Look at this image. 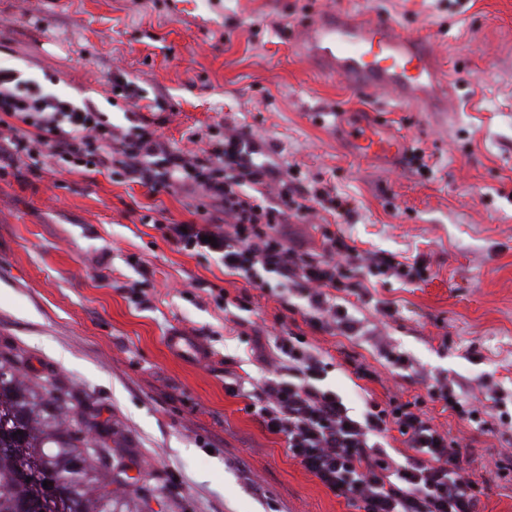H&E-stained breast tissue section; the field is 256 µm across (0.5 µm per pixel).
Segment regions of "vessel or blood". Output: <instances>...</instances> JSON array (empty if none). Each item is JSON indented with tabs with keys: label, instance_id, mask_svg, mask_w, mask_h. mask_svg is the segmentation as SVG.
<instances>
[{
	"label": "vessel or blood",
	"instance_id": "1",
	"mask_svg": "<svg viewBox=\"0 0 512 512\" xmlns=\"http://www.w3.org/2000/svg\"><path fill=\"white\" fill-rule=\"evenodd\" d=\"M299 46L329 76L352 91L367 94L388 91L400 104L417 112H441L446 105V71L425 42L404 36L389 20L361 22L345 11L317 12L303 25ZM360 155L402 154L405 144L379 130L353 135ZM167 350L182 361L203 365L210 352L181 330L164 338Z\"/></svg>",
	"mask_w": 512,
	"mask_h": 512
}]
</instances>
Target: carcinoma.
Segmentation results:
<instances>
[{"label": "carcinoma", "mask_w": 512, "mask_h": 512, "mask_svg": "<svg viewBox=\"0 0 512 512\" xmlns=\"http://www.w3.org/2000/svg\"><path fill=\"white\" fill-rule=\"evenodd\" d=\"M0 448L8 449L0 454V512H18L36 494L71 497L75 512H139L126 496L112 492V469L80 438L48 386L3 363ZM25 472L30 474L28 481L22 479Z\"/></svg>", "instance_id": "carcinoma-1"}]
</instances>
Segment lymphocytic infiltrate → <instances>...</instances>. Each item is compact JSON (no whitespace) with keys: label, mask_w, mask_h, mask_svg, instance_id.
I'll return each instance as SVG.
<instances>
[{"label":"lymphocytic infiltrate","mask_w":512,"mask_h":512,"mask_svg":"<svg viewBox=\"0 0 512 512\" xmlns=\"http://www.w3.org/2000/svg\"><path fill=\"white\" fill-rule=\"evenodd\" d=\"M45 148L87 170L120 166L154 193L178 188L200 194L204 222L165 224L164 237L188 251L219 255L225 270L250 286L263 287L274 276L284 288L302 289L313 326H334L346 335L358 328L330 289L359 288L365 276H428L425 266L392 254L360 258L338 232L323 231L318 254L290 242L284 227L304 211L308 195L245 134L224 135L199 155L171 148L142 122L117 136L94 104L43 93L0 70V175ZM308 197L329 211L351 210L347 198L324 187ZM274 349L282 365L270 372L249 409L283 439L290 458L354 512H479L461 445L434 427L421 400L369 398L362 414L353 416L336 392L321 387L325 364L303 340L278 336ZM393 430L412 451L402 463L385 448Z\"/></svg>","instance_id":"1"}]
</instances>
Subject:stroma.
Wrapping results in <instances>:
<instances>
[{
  "label": "stroma",
  "instance_id": "obj_1",
  "mask_svg": "<svg viewBox=\"0 0 512 512\" xmlns=\"http://www.w3.org/2000/svg\"><path fill=\"white\" fill-rule=\"evenodd\" d=\"M340 8L425 38L452 77L447 111L355 94L304 58L302 22ZM0 66L195 154L250 133L302 186L352 203L348 215L293 220L291 237L317 250L328 226L359 251L429 269L422 282L377 277L368 303L336 289L364 333L323 332L277 280L251 287L219 256L164 238L162 220L200 222L194 199L151 193L117 168L22 158L0 177V361L53 390L141 512H352L248 412L278 363L273 348L255 353L260 338L303 336L327 364L325 385L355 408L367 394L425 399L435 378L484 403L512 391V0H0ZM121 73L168 110L129 115L112 91ZM371 118L421 149L430 172L355 155L350 131ZM222 291L247 294L248 310L223 305ZM175 328L203 340L209 365L167 351ZM380 341L410 358L408 378L382 363ZM361 364L373 378L355 376ZM424 410L469 448L480 512H512V472L495 467L512 457V427L490 415L478 428L426 399Z\"/></svg>",
  "mask_w": 512,
  "mask_h": 512
}]
</instances>
